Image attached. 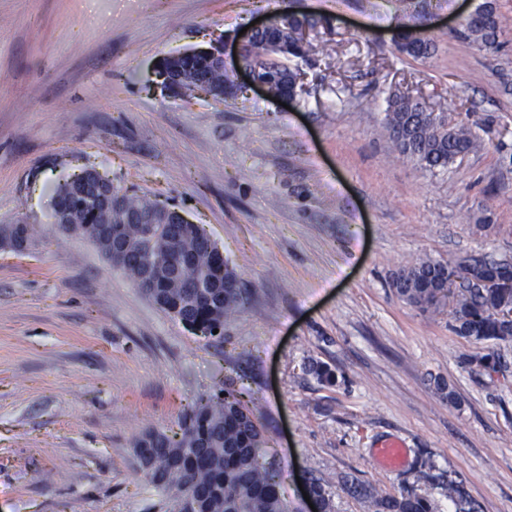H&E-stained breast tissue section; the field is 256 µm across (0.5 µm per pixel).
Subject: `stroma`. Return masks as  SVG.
I'll list each match as a JSON object with an SVG mask.
<instances>
[{
  "instance_id": "1",
  "label": "stroma",
  "mask_w": 512,
  "mask_h": 512,
  "mask_svg": "<svg viewBox=\"0 0 512 512\" xmlns=\"http://www.w3.org/2000/svg\"><path fill=\"white\" fill-rule=\"evenodd\" d=\"M481 0H0V512H179L133 443L179 431L201 398L238 390L288 512L297 479L401 492L421 465L463 481L480 512H512V343L475 342L390 286L416 259H512V28L460 38ZM312 14L290 106L241 85L224 101L156 83L158 61L233 51L257 18ZM416 25L431 56L398 52ZM468 126L474 147L429 170L394 151L398 93ZM96 167L181 209L223 250L245 304L204 336L54 221L59 184ZM498 354L488 375L471 357ZM315 364L336 374L332 385ZM446 383L458 398L437 390ZM402 439L403 468L379 464ZM32 232V228L27 224H1L0 246H8L15 250L19 246L29 247L32 243Z\"/></svg>"
}]
</instances>
